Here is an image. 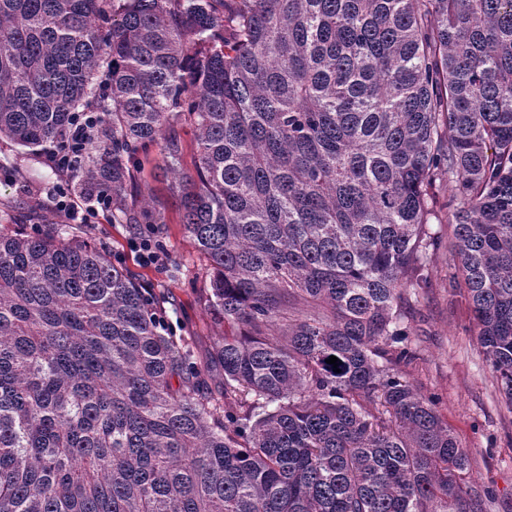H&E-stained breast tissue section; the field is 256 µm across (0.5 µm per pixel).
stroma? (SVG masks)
Here are the masks:
<instances>
[{
    "mask_svg": "<svg viewBox=\"0 0 512 512\" xmlns=\"http://www.w3.org/2000/svg\"><path fill=\"white\" fill-rule=\"evenodd\" d=\"M160 157L151 154L146 179L164 203L168 222L163 227L164 264L146 266L130 252L131 225L116 224L111 213L99 214L95 224L75 225V234H88L151 287L165 289L173 324L182 328L196 355L207 358L222 333L206 305L205 262L186 238L179 222L177 200L159 169ZM59 176L45 159H28L6 140H0V225L16 212L40 208L48 212L47 193ZM440 245L429 266L430 286L424 289L405 321L416 359L406 368L410 381L432 399L470 461L466 489L482 495L485 512H512V407L498 389L474 332L472 313L460 295L448 286L455 240L447 209L431 221Z\"/></svg>",
    "mask_w": 512,
    "mask_h": 512,
    "instance_id": "obj_1",
    "label": "stroma"
}]
</instances>
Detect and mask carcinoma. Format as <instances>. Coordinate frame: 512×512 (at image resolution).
I'll list each match as a JSON object with an SVG mask.
<instances>
[{"label": "carcinoma", "mask_w": 512, "mask_h": 512, "mask_svg": "<svg viewBox=\"0 0 512 512\" xmlns=\"http://www.w3.org/2000/svg\"><path fill=\"white\" fill-rule=\"evenodd\" d=\"M103 67L81 193L159 243L157 147L224 333L202 364L104 248L0 227V512H483L404 319L446 188L512 403V0H0V138L63 148Z\"/></svg>", "instance_id": "obj_1"}]
</instances>
